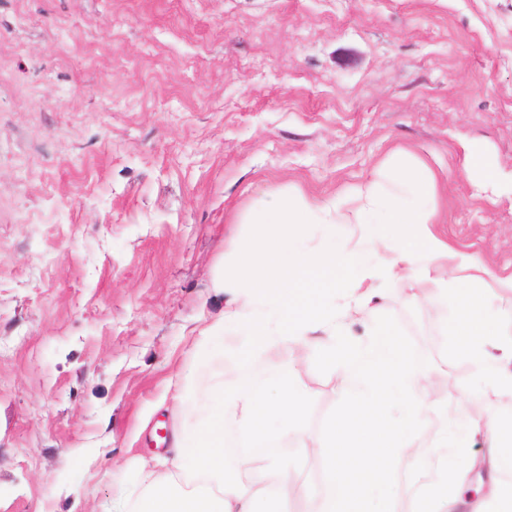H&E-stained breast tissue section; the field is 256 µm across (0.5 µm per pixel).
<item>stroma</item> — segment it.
I'll use <instances>...</instances> for the list:
<instances>
[{
  "instance_id": "1",
  "label": "stroma",
  "mask_w": 512,
  "mask_h": 512,
  "mask_svg": "<svg viewBox=\"0 0 512 512\" xmlns=\"http://www.w3.org/2000/svg\"><path fill=\"white\" fill-rule=\"evenodd\" d=\"M503 174L472 185V146ZM404 149L436 232L512 273V0H0V512H104L168 449L224 259L275 193L324 199ZM437 405L479 386L446 313L388 287ZM305 419L338 379L300 365ZM434 473L398 466L395 512Z\"/></svg>"
}]
</instances>
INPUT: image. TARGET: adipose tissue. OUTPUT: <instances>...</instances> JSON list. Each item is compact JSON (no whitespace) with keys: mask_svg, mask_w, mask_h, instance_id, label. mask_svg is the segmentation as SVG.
<instances>
[{"mask_svg":"<svg viewBox=\"0 0 512 512\" xmlns=\"http://www.w3.org/2000/svg\"><path fill=\"white\" fill-rule=\"evenodd\" d=\"M387 165L392 191L372 179L322 201L276 195L251 216L252 232L224 265L222 286L231 298L197 340L216 380L189 375L178 398L198 424L175 434V449L195 465L177 487L141 473L121 496L119 512H288L289 500L306 494L279 450L289 437L323 461L321 512H392L387 498L408 457L437 472L424 491L430 512H455L466 448L444 436L434 447L415 446L432 374L413 373L392 330H376L360 344L347 338V327L385 284L403 288L410 304L450 307L447 329L484 397L512 395V311L491 306L498 291L512 292V274L498 275L434 233L433 169L401 149ZM340 224L350 229L341 240ZM313 226L320 241L310 247L305 239ZM231 332L246 351L229 359L224 344ZM307 359L340 379L341 411L315 433L304 425L313 392L297 371ZM445 419L473 438L487 432L512 439V418L483 402L460 398ZM483 461L491 476L487 506L512 512V480L505 476L512 449Z\"/></svg>","mask_w":512,"mask_h":512,"instance_id":"obj_1","label":"adipose tissue"}]
</instances>
